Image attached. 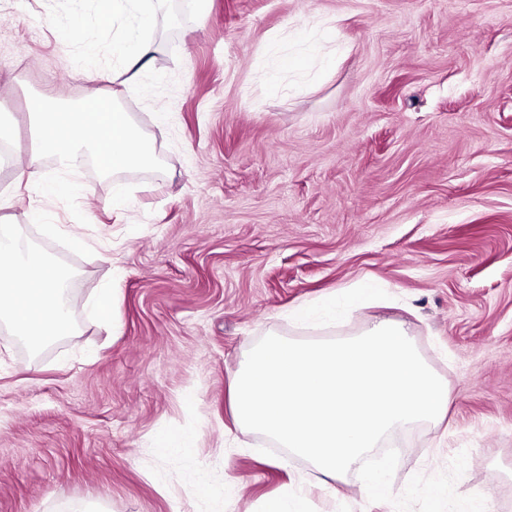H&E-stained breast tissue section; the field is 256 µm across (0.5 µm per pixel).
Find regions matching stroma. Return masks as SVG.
Segmentation results:
<instances>
[{
	"label": "stroma",
	"mask_w": 512,
	"mask_h": 512,
	"mask_svg": "<svg viewBox=\"0 0 512 512\" xmlns=\"http://www.w3.org/2000/svg\"><path fill=\"white\" fill-rule=\"evenodd\" d=\"M103 0H0V225L72 272L77 333L31 348L0 322V512H395L326 484L310 464L238 428L232 375L262 337L326 340L365 320L405 323L452 404L416 426L394 493L467 451L455 490L512 512V0H166L137 88L85 80L121 64L132 20ZM336 22L334 64L263 79ZM117 93L154 166L116 175L45 157L87 196L16 188L33 146L28 103ZM129 208L112 212L115 187ZM46 213L32 223L31 205ZM377 280L383 301L320 329L288 307ZM119 290L115 326L101 288ZM187 433L191 456L156 449ZM206 478L212 496L199 492ZM117 290V288H102L95 303L96 313L99 318L107 323L112 322V326L115 324Z\"/></svg>",
	"instance_id": "obj_1"
}]
</instances>
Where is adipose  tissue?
I'll list each match as a JSON object with an SVG mask.
<instances>
[{
	"instance_id": "ef3b65f1",
	"label": "adipose tissue",
	"mask_w": 512,
	"mask_h": 512,
	"mask_svg": "<svg viewBox=\"0 0 512 512\" xmlns=\"http://www.w3.org/2000/svg\"><path fill=\"white\" fill-rule=\"evenodd\" d=\"M117 9L130 14L134 24L112 43L113 54L124 62L127 83H135L151 61L153 45L145 32L155 15L142 11L139 0H113ZM39 136L25 167L15 172L16 184H30L41 176L45 155H52L66 169L92 157L102 172L116 173L155 163L151 146L137 132L133 119L113 96L95 94L78 110L56 108L30 115ZM70 274L50 261L43 251L25 241L22 225L0 226V319L38 348L75 333L68 297ZM376 290L360 285L298 304L288 311L293 322L315 326L347 317L371 305Z\"/></svg>"
}]
</instances>
